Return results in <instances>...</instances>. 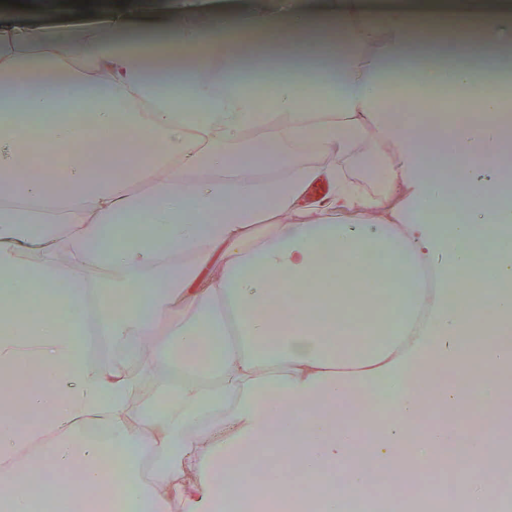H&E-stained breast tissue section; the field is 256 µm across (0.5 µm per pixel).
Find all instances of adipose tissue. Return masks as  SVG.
<instances>
[{
  "instance_id": "adipose-tissue-1",
  "label": "adipose tissue",
  "mask_w": 512,
  "mask_h": 512,
  "mask_svg": "<svg viewBox=\"0 0 512 512\" xmlns=\"http://www.w3.org/2000/svg\"><path fill=\"white\" fill-rule=\"evenodd\" d=\"M27 2L8 6L0 25V390L13 397L0 404V499L10 512H50L62 498L108 512L114 486L127 512H168L173 501L181 512H215L228 497L286 495L291 457L312 474L342 468L344 486L326 495V512H336L337 496L364 492L375 467L405 497L419 493L432 449L451 443L494 463L485 437L458 424L428 428L429 447L410 453L388 443L418 430L425 394L456 402L462 378L481 382L480 413L497 411L488 377L512 369V337L499 323L486 317L473 329L448 305L453 287L480 271L475 249L497 254V275L512 277L497 235L512 210L480 226L431 220L447 189L439 163L476 202L499 171L505 102L486 96L473 47L512 15V0H478L473 10L457 0H262L277 53L300 56L337 96L334 108L301 111L300 89L284 77L271 114L243 88L238 44L250 33L240 0H183L176 39L158 45L148 39L156 0H129L117 25L65 0ZM416 45L437 57L434 67L418 65ZM391 76L414 105L422 88L465 86L482 99V119L454 124L429 154L423 118L387 117ZM90 117L121 136L96 156L70 152L89 137ZM247 127L258 145L242 140ZM33 128L55 150L54 167L21 150ZM365 144L382 160L371 196L344 171ZM30 245L40 256L25 265L19 250ZM61 253L72 266L58 263ZM360 255L382 260V307ZM86 257L103 258L111 288L83 279L75 262ZM424 267L435 287H421ZM91 303L97 337L112 341L108 368L91 364L81 333L59 328ZM393 316L401 327L373 343L372 323ZM418 369L423 380L406 388ZM156 372L129 430L135 376ZM387 385L403 394L362 467L349 419L359 392ZM82 418L106 445L79 433ZM104 454L108 474L96 463ZM255 465L266 483L250 481ZM58 474L65 489L49 482Z\"/></svg>"
}]
</instances>
